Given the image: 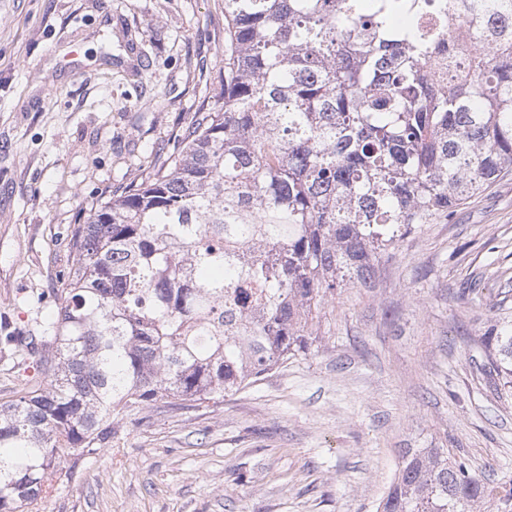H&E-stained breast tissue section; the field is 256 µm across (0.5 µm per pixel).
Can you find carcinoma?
Instances as JSON below:
<instances>
[{
  "label": "carcinoma",
  "instance_id": "cac0c4a2",
  "mask_svg": "<svg viewBox=\"0 0 512 512\" xmlns=\"http://www.w3.org/2000/svg\"><path fill=\"white\" fill-rule=\"evenodd\" d=\"M512 170V0H224V105L70 228L43 384L0 403V512H32L118 416L241 392L321 340L382 256ZM512 389V326L479 337ZM376 512H512L403 448Z\"/></svg>",
  "mask_w": 512,
  "mask_h": 512
}]
</instances>
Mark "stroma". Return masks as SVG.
<instances>
[{
    "label": "stroma",
    "mask_w": 512,
    "mask_h": 512,
    "mask_svg": "<svg viewBox=\"0 0 512 512\" xmlns=\"http://www.w3.org/2000/svg\"><path fill=\"white\" fill-rule=\"evenodd\" d=\"M224 0H0V403L36 384L68 228L224 101ZM512 324V174L347 286L318 351L195 409L116 418L40 512H376L404 448L512 474V392L479 338Z\"/></svg>",
    "instance_id": "obj_1"
}]
</instances>
